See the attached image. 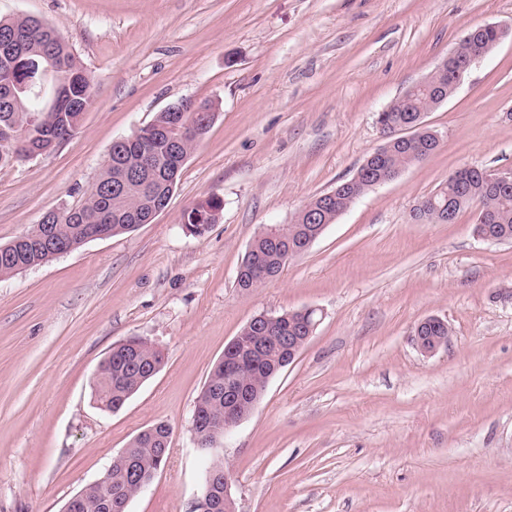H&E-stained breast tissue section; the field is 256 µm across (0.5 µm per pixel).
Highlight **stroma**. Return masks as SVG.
<instances>
[{
  "instance_id": "stroma-1",
  "label": "stroma",
  "mask_w": 512,
  "mask_h": 512,
  "mask_svg": "<svg viewBox=\"0 0 512 512\" xmlns=\"http://www.w3.org/2000/svg\"><path fill=\"white\" fill-rule=\"evenodd\" d=\"M93 77L81 126L0 167V244L79 204L113 143L184 99L215 120L151 223L0 278V512H63L137 434L170 425L162 472L128 512H191L192 413L227 343L260 314L316 309L295 361L212 453L238 512H512V243L412 211L452 171L512 170V0H0ZM509 33L424 117V162L360 197L283 272L236 286L259 230L287 224L386 141L377 114L475 26ZM208 233L182 214L210 196ZM430 316L452 330L421 354ZM139 336L160 371L117 411L93 374ZM223 202L216 196H211L197 203L183 213L182 228L189 235L204 236L211 224L216 221V215L222 210ZM445 321L439 317H428L421 321L417 328L414 336L415 344L417 348L424 354L430 355L435 353L440 348L447 346L448 342L443 336H419L420 330L423 325H428V323H438Z\"/></svg>"
}]
</instances>
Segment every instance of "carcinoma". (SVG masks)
Wrapping results in <instances>:
<instances>
[{
    "instance_id": "carcinoma-1",
    "label": "carcinoma",
    "mask_w": 512,
    "mask_h": 512,
    "mask_svg": "<svg viewBox=\"0 0 512 512\" xmlns=\"http://www.w3.org/2000/svg\"><path fill=\"white\" fill-rule=\"evenodd\" d=\"M498 33L485 29L458 43V54L445 73L433 78L429 87L399 97L388 109L378 113V124L387 136V148L377 157L370 173L363 175L337 192L330 203L311 199L307 206L317 214L312 220L296 215L283 225L287 242L275 244L257 236L247 249L239 267L237 287L247 291L266 282V278L286 264L284 248L317 230L335 223L358 198L372 190L373 183L411 165L426 160L439 145L438 138L426 128L419 135H397L421 113L436 106L443 96L454 92L452 73L466 67L480 50L492 47ZM94 96V81L77 61L69 45L49 24L34 16L0 18V139L9 138L7 151L0 154V166L29 160L37 148L58 139L70 138L78 129L85 110ZM213 104L188 102L170 105V110L156 114L151 126L156 135L112 145V159L86 192L83 201L58 212L27 233L28 247L20 251L13 243L0 245V277H9L20 269L41 265L54 257L42 248L39 240L47 226L56 228L58 236L76 250L85 244V229L110 217L112 235L133 231L147 218L154 189L161 182H178L185 161L195 150L197 141L186 134L181 138L164 133L171 112H184L186 119L198 124L201 115L213 110ZM484 168H464L448 175L436 190L414 209L415 217L441 218L438 208L448 198L455 202V214L473 203L481 204L473 232L477 237L490 236L512 241V183L491 184ZM223 202L211 196L183 213L182 228L195 237L204 236ZM315 316L299 311L276 315L272 331L264 334L252 323L241 331L238 346L246 351L247 362L242 381L253 397L262 396L269 375H277L288 361V350L279 336H304ZM163 354L147 342L137 347L119 343L99 366L94 377V397L98 405L110 411L125 403L153 376ZM224 417V363L217 362L209 372L198 395L192 415V429L198 440H205L210 419ZM171 427L159 422L136 435L126 452L132 469L115 466L78 493V507L73 512H128L131 499L148 486L158 469L165 465L170 445Z\"/></svg>"
}]
</instances>
